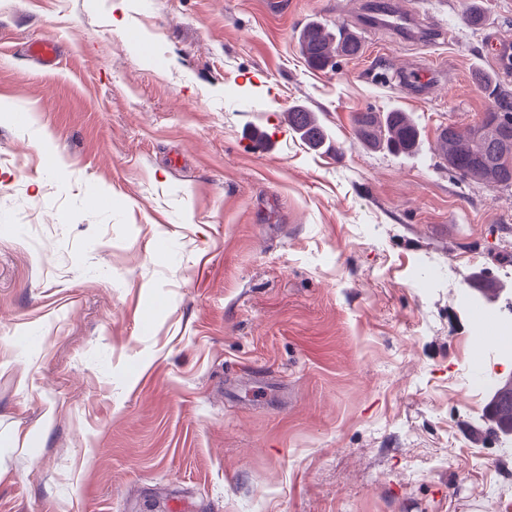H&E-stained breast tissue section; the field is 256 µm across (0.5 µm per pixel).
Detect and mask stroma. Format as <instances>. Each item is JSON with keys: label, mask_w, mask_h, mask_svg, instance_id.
Segmentation results:
<instances>
[{"label": "stroma", "mask_w": 512, "mask_h": 512, "mask_svg": "<svg viewBox=\"0 0 512 512\" xmlns=\"http://www.w3.org/2000/svg\"><path fill=\"white\" fill-rule=\"evenodd\" d=\"M367 2L0 0V512L512 502L467 307L504 284L512 329V188L438 151L491 108L482 76L512 93L490 42L512 0H388L447 25L432 43ZM313 21L360 54L311 67ZM415 66L440 72L419 98L395 78ZM298 106L329 143L289 126ZM391 109L417 155L359 139Z\"/></svg>", "instance_id": "1"}]
</instances>
